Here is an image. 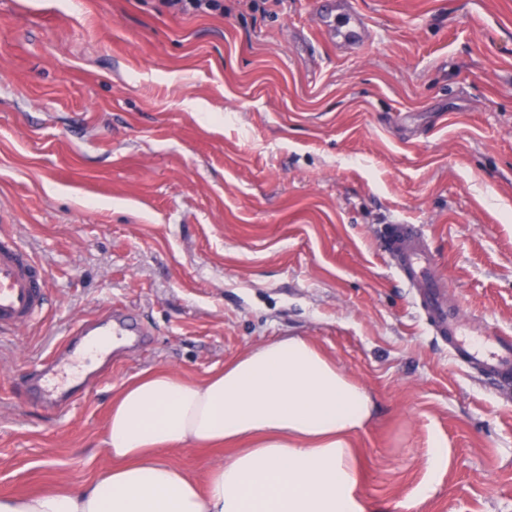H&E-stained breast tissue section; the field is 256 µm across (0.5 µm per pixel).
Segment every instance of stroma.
<instances>
[{
    "label": "stroma",
    "instance_id": "obj_1",
    "mask_svg": "<svg viewBox=\"0 0 512 512\" xmlns=\"http://www.w3.org/2000/svg\"><path fill=\"white\" fill-rule=\"evenodd\" d=\"M354 3L370 40L340 52L320 0H0V221L48 288L0 335V495L109 470L141 376L200 382L300 334L373 398L368 512H512V399L453 362L378 242L422 225L466 317L512 333V0ZM109 303L148 343L64 416L20 402L21 371ZM230 453L170 458L202 485ZM169 8H176L182 12H224L223 0H160Z\"/></svg>",
    "mask_w": 512,
    "mask_h": 512
}]
</instances>
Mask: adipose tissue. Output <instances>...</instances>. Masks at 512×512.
<instances>
[{"label": "adipose tissue", "mask_w": 512, "mask_h": 512, "mask_svg": "<svg viewBox=\"0 0 512 512\" xmlns=\"http://www.w3.org/2000/svg\"><path fill=\"white\" fill-rule=\"evenodd\" d=\"M368 392L306 337L263 343L203 382L158 371L126 387L106 428V474L77 488L0 495V512H365L351 439ZM236 445L206 488L168 459Z\"/></svg>", "instance_id": "adipose-tissue-1"}]
</instances>
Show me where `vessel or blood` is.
I'll list each match as a JSON object with an SVG mask.
<instances>
[{
  "label": "vessel or blood",
  "mask_w": 512,
  "mask_h": 512,
  "mask_svg": "<svg viewBox=\"0 0 512 512\" xmlns=\"http://www.w3.org/2000/svg\"><path fill=\"white\" fill-rule=\"evenodd\" d=\"M342 28L343 44L361 42L366 29L350 0H342L335 16ZM383 251L402 282L416 290L420 308L429 326L448 346L454 361L512 388V333L487 328L467 318L459 298L435 261L430 239L422 225L394 221L381 231ZM48 300L41 263L16 240L0 239V334L14 333L36 323L47 311ZM111 324L112 333L127 337L130 344L142 346L146 331L131 323L123 307L111 306L101 317ZM70 339L60 342L39 367L26 371L29 390H42L41 401L63 414L73 397L49 389L71 354Z\"/></svg>",
  "instance_id": "1"
}]
</instances>
